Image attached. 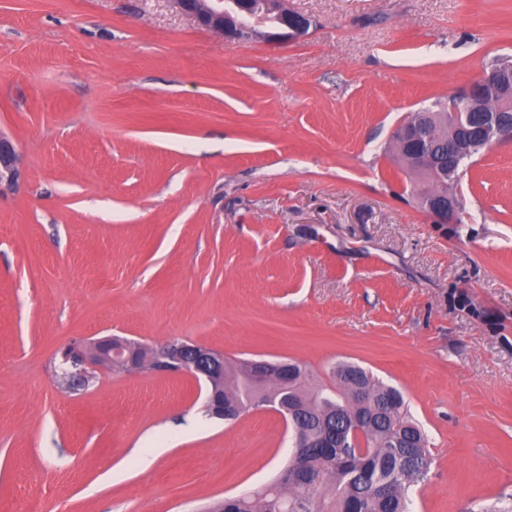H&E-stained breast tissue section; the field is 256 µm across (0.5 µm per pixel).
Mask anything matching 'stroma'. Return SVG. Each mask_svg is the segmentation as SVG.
I'll return each mask as SVG.
<instances>
[{"instance_id":"1","label":"stroma","mask_w":512,"mask_h":512,"mask_svg":"<svg viewBox=\"0 0 512 512\" xmlns=\"http://www.w3.org/2000/svg\"><path fill=\"white\" fill-rule=\"evenodd\" d=\"M228 41L175 0H0V512H213L277 476L281 416L203 413L187 373L70 391L59 352L172 338L347 361L429 439L413 512L512 503V141L439 224L393 133L512 56V0H285ZM267 6L269 7V9L271 11L277 12L280 15V17L283 20V23L287 29H288V27L291 29V32L289 34H288V32L285 33L282 38H299V37L304 36L307 33V31L310 27V20L308 18H306L304 16L302 18H299L302 15L294 13V12H290V11H288V8H283L284 10L288 11V13H290L294 16H299V17H295V18L290 17V21L288 24V13L285 12L281 6L277 5L276 3H271V2H268ZM17 155L12 144L0 136V184L5 181L8 185L18 177Z\"/></svg>"}]
</instances>
